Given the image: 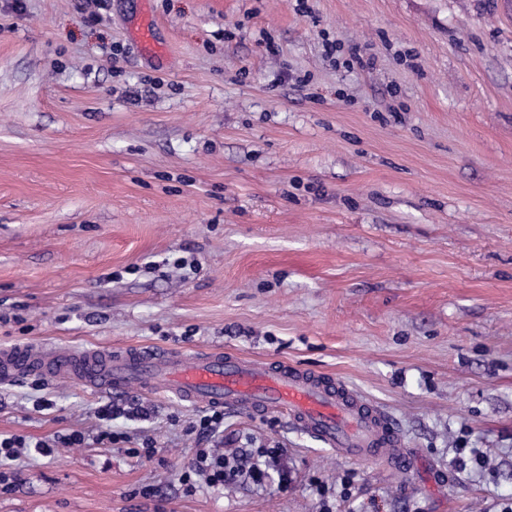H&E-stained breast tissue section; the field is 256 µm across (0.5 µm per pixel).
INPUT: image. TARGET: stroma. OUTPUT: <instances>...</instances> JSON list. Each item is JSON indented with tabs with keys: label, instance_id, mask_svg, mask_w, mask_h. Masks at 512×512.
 Instances as JSON below:
<instances>
[{
	"label": "stroma",
	"instance_id": "1",
	"mask_svg": "<svg viewBox=\"0 0 512 512\" xmlns=\"http://www.w3.org/2000/svg\"><path fill=\"white\" fill-rule=\"evenodd\" d=\"M22 343L332 374L414 467L228 411L215 447L279 449L270 477L190 492L204 408L142 393L150 418L106 421L31 376L0 383V434L91 440L26 449L0 512H504L512 0H0V346Z\"/></svg>",
	"mask_w": 512,
	"mask_h": 512
}]
</instances>
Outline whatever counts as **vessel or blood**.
Listing matches in <instances>:
<instances>
[{"label": "vessel or blood", "instance_id": "b4317fda", "mask_svg": "<svg viewBox=\"0 0 512 512\" xmlns=\"http://www.w3.org/2000/svg\"><path fill=\"white\" fill-rule=\"evenodd\" d=\"M18 376L64 378L108 396L136 387L218 410L280 411L341 457L374 458L394 469L407 468L411 460L380 407L341 378L293 365L274 366L218 349L157 353L147 348L1 346L0 379Z\"/></svg>", "mask_w": 512, "mask_h": 512}]
</instances>
